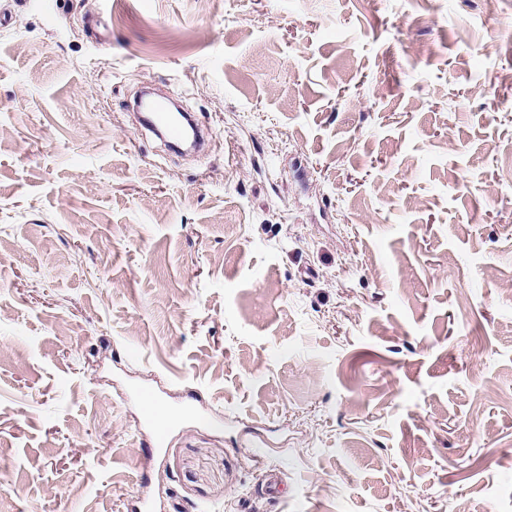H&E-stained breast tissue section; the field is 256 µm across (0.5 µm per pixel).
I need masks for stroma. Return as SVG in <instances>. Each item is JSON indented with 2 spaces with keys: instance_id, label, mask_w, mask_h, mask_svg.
<instances>
[{
  "instance_id": "stroma-1",
  "label": "stroma",
  "mask_w": 512,
  "mask_h": 512,
  "mask_svg": "<svg viewBox=\"0 0 512 512\" xmlns=\"http://www.w3.org/2000/svg\"><path fill=\"white\" fill-rule=\"evenodd\" d=\"M0 99V512H512V0H0ZM145 122L156 132L171 141H180L186 134L185 127L166 108L155 104ZM141 418L152 426V447L160 451L166 441L168 431L175 421V416L160 402L149 389L137 393Z\"/></svg>"
}]
</instances>
